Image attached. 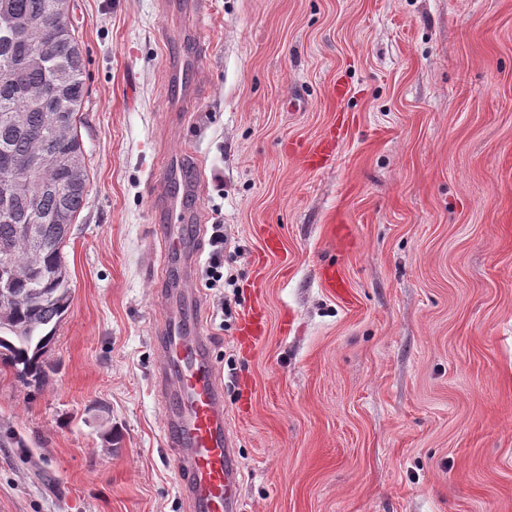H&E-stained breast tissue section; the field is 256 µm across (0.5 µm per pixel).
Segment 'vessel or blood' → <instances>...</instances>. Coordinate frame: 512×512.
<instances>
[{
	"label": "vessel or blood",
	"instance_id": "b4317fda",
	"mask_svg": "<svg viewBox=\"0 0 512 512\" xmlns=\"http://www.w3.org/2000/svg\"><path fill=\"white\" fill-rule=\"evenodd\" d=\"M202 43L189 50L170 51L166 58L168 94L176 108L189 111L204 76ZM336 156V139L327 135L305 154L309 169L322 168ZM162 184L177 183L180 194L161 192L163 222L159 236L163 257L181 262L184 275H193L199 260L198 212L186 210L185 197L197 195V174L180 164H164ZM160 393L171 400L165 420L169 447L178 451L179 490L190 512H242L238 493L241 471L234 442L224 421V388L211 352L210 338L200 325V305L191 301L167 307L159 330Z\"/></svg>",
	"mask_w": 512,
	"mask_h": 512
}]
</instances>
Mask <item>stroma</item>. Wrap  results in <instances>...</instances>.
Segmentation results:
<instances>
[{
    "label": "stroma",
    "mask_w": 512,
    "mask_h": 512,
    "mask_svg": "<svg viewBox=\"0 0 512 512\" xmlns=\"http://www.w3.org/2000/svg\"><path fill=\"white\" fill-rule=\"evenodd\" d=\"M69 8L89 187L45 377L0 364V512H189L156 391L153 229L156 169L187 147L244 512H512V0ZM186 37L208 53L179 112L165 57ZM331 131L334 163L307 169ZM216 224L234 282L211 288Z\"/></svg>",
    "instance_id": "stroma-1"
}]
</instances>
